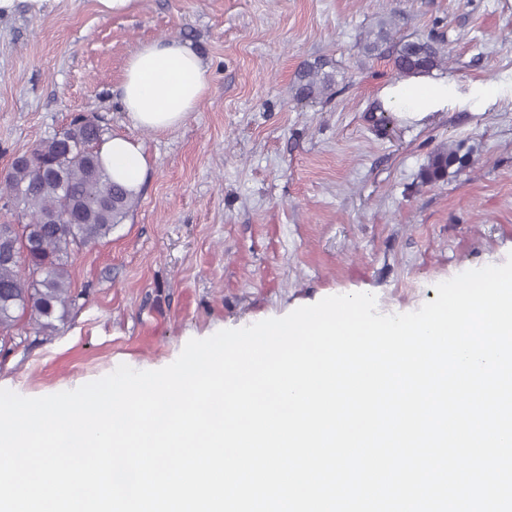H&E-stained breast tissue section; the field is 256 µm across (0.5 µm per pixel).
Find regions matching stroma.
Listing matches in <instances>:
<instances>
[{"instance_id": "stroma-1", "label": "stroma", "mask_w": 512, "mask_h": 512, "mask_svg": "<svg viewBox=\"0 0 512 512\" xmlns=\"http://www.w3.org/2000/svg\"><path fill=\"white\" fill-rule=\"evenodd\" d=\"M389 43L367 54V35ZM180 39L210 71L176 131L134 127L119 86L143 43ZM430 41L447 106L407 124L378 101L392 45ZM322 63L324 96L297 75ZM85 115L139 145L138 203L70 266L75 303L55 331L21 318L0 337V388L76 389L125 364L155 370L189 339L340 294L380 313L419 309L438 283L512 254V0H44L0 14V172ZM469 161L439 182L432 153ZM335 84L333 75L322 72V65L303 68L298 73L296 93L300 97H313L328 94ZM466 163V156L460 155L458 147L444 145L430 157L427 165L422 169L421 178L425 183H436L448 174V169L455 165L463 167Z\"/></svg>"}]
</instances>
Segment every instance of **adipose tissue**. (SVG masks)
<instances>
[{
  "label": "adipose tissue",
  "mask_w": 512,
  "mask_h": 512,
  "mask_svg": "<svg viewBox=\"0 0 512 512\" xmlns=\"http://www.w3.org/2000/svg\"><path fill=\"white\" fill-rule=\"evenodd\" d=\"M454 88L447 77L418 74L385 87L380 98L404 122L417 123L447 104ZM208 89V67L188 43L158 40L140 45L128 58L120 100L132 125L166 132L178 128L196 110ZM98 156L112 181L137 191L146 173L139 146L116 135L101 145Z\"/></svg>",
  "instance_id": "ef3b65f1"
}]
</instances>
